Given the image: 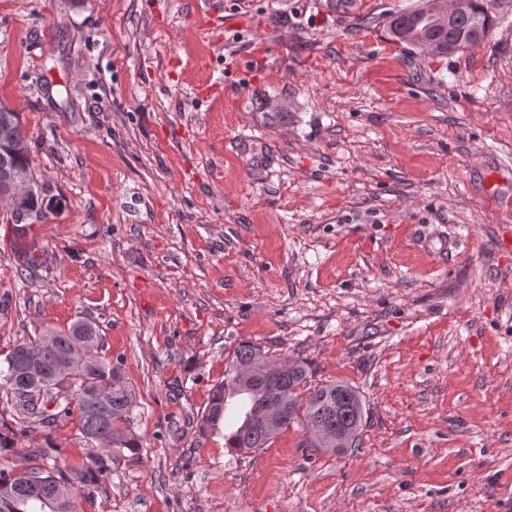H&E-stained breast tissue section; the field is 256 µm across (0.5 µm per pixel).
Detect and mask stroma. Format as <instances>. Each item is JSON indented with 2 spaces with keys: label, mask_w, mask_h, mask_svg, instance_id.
Segmentation results:
<instances>
[{
  "label": "stroma",
  "mask_w": 512,
  "mask_h": 512,
  "mask_svg": "<svg viewBox=\"0 0 512 512\" xmlns=\"http://www.w3.org/2000/svg\"><path fill=\"white\" fill-rule=\"evenodd\" d=\"M421 2L0 0L49 206L17 239L0 198V359L91 320L136 396L134 451L17 429L35 465L105 456L78 512H512V0L449 56L388 35ZM243 341L356 387L355 446L200 433Z\"/></svg>",
  "instance_id": "stroma-1"
}]
</instances>
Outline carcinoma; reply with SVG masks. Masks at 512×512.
Returning a JSON list of instances; mask_svg holds the SVG:
<instances>
[{"label":"carcinoma","instance_id":"obj_1","mask_svg":"<svg viewBox=\"0 0 512 512\" xmlns=\"http://www.w3.org/2000/svg\"><path fill=\"white\" fill-rule=\"evenodd\" d=\"M397 42L406 33L420 34L424 42L411 47L422 53L446 55L468 46L461 37H486L490 17L485 6L472 0L467 14L442 21L418 5L389 15L386 23ZM20 193L21 205L12 209L15 235L26 234L22 221L46 218L39 206L38 185L30 168L29 140L19 113L0 105V194ZM50 336L53 342L45 343ZM98 326L78 320L67 330L47 327L37 336L16 344L0 368L3 413L21 426L31 422L54 424L75 413L80 431L99 447L135 451L140 443L132 433L135 398L123 381L119 366H110L97 356L83 358L80 351L98 348ZM309 367L303 361H276L250 342H241L227 360L224 382L217 385L198 421L201 432L219 428L229 405H234L236 423L224 434L225 447L248 453L268 447L281 432L295 423L306 434L310 447L338 452L336 433L357 435L363 415L358 392L345 382H333L302 397L299 388L308 385ZM103 475V460L72 472L54 465L30 467L24 460L9 470L0 468V512H76L80 497L96 490L93 473ZM72 487L69 501L57 499L56 486Z\"/></svg>","mask_w":512,"mask_h":512}]
</instances>
